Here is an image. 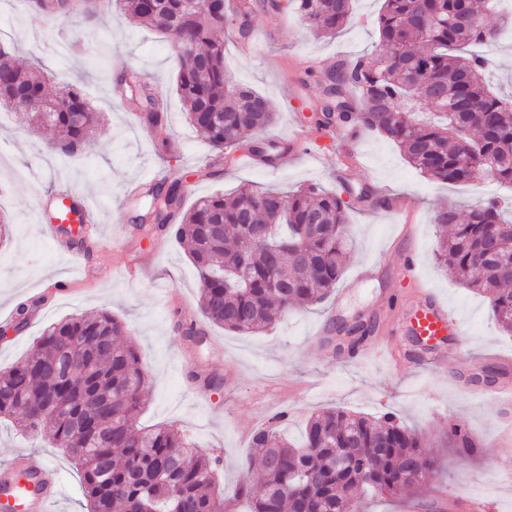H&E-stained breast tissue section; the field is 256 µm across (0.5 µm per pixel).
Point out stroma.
I'll list each match as a JSON object with an SVG mask.
<instances>
[{
  "instance_id": "obj_1",
  "label": "stroma",
  "mask_w": 512,
  "mask_h": 512,
  "mask_svg": "<svg viewBox=\"0 0 512 512\" xmlns=\"http://www.w3.org/2000/svg\"><path fill=\"white\" fill-rule=\"evenodd\" d=\"M381 8L382 0H356L352 17L333 38L315 37L292 9L257 8L247 53L237 39L238 22H225L220 36L229 77L276 106L275 120L259 140L291 145L267 164L242 150L230 159L218 157L186 123L175 90L179 61L166 35L114 13L49 21L30 0H0V41L19 63L40 68L48 95L63 83L76 84L108 128L88 150L67 156L56 150L49 128L29 127L18 112L0 107V213L12 229L10 241L0 245V315L11 317L21 305L40 302L25 328L0 335V369L21 361L51 323L105 309L123 322L147 369L149 397L138 425L176 426L199 451L221 457L215 490L225 500L234 498L254 431L275 426L297 441L312 414L341 406L369 417L395 414L439 464L425 493L370 500L369 512H408L411 503L415 512H436L438 498L473 494L488 482L498 486L497 512H512V489L499 485L506 412L471 392L475 385H512V335L500 330L485 298L436 263L432 222L438 207L467 212L495 194L512 200V191L480 178L464 185L430 179L394 143L368 129L350 162L342 146H325L315 135L305 149L292 145L309 126L321 72L378 46ZM92 52L99 57L94 64L88 60ZM484 54L493 88L512 90V31L503 30ZM131 68L163 100L169 152H159L157 130L134 123L135 105L114 90L116 76ZM158 170L168 180H183L185 211L218 191L368 188L379 203L354 204L348 214L353 247L341 281L349 284L364 268L370 279L340 299L290 311L264 332L211 326L203 344H190L179 323L201 318L196 272L174 239L140 234L134 218L145 212V200L126 191L130 182ZM63 185L74 199L90 197L99 210L91 249L42 231L53 193ZM423 288L466 327L446 343L444 366L406 360L415 345L401 332L400 304ZM359 315L375 320L371 338L387 344V357L358 359L342 345L338 326ZM196 371L218 374L219 389L201 387L192 378ZM458 417L479 445L475 454L445 445L448 422ZM20 453L42 455L56 469L65 488L58 512H86L81 474L64 453L0 422V467Z\"/></svg>"
}]
</instances>
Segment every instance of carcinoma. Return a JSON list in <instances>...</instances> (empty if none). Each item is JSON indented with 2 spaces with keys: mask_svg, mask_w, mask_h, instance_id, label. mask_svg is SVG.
<instances>
[{
  "mask_svg": "<svg viewBox=\"0 0 512 512\" xmlns=\"http://www.w3.org/2000/svg\"><path fill=\"white\" fill-rule=\"evenodd\" d=\"M354 0H291L293 9L319 37H334L345 25ZM497 0H383L379 43L372 53L339 63L326 74L312 120L331 137L351 113L383 134L406 161L433 179L466 184L483 176L512 189V102L492 91L485 79L488 59L469 53L472 45L496 41L486 23ZM131 20L170 38L179 60L176 91L187 122L222 153L248 146L271 162L288 146L245 142L270 125L275 112L258 91L227 83L224 41L216 29L224 16L241 19L245 34L252 0H113ZM49 18L69 17L87 0H36ZM0 103L17 112L18 96L44 92L36 67H25L0 43ZM66 106L46 118L65 154L86 148L101 127L100 113L82 92L62 84ZM183 183L149 189L139 225L147 236L172 234L186 245L201 286L200 309L210 323L237 333L266 330L288 311L323 302L343 274L342 256L351 247L347 210L337 192L309 186L293 194L256 191L215 193L180 215ZM436 259L459 283L489 298L494 319L512 333V221L495 199L464 215L452 205L437 208ZM269 226V242L252 234ZM487 249L496 257L484 262ZM124 324L108 311L69 317L45 328L28 355L0 372V420L19 431L45 436L81 469L88 512H228L214 494L219 460L197 450L177 428L144 429L135 417L146 401L148 373L137 348L122 342ZM448 447L476 449L462 421L448 422ZM237 497L247 512H300L305 502L321 512H360L364 492L394 496L419 491L436 473V461L400 420L334 407L313 415L303 444L295 446L273 427L251 439ZM258 469L260 486L248 474Z\"/></svg>",
  "mask_w": 512,
  "mask_h": 512,
  "instance_id": "1",
  "label": "carcinoma"
}]
</instances>
